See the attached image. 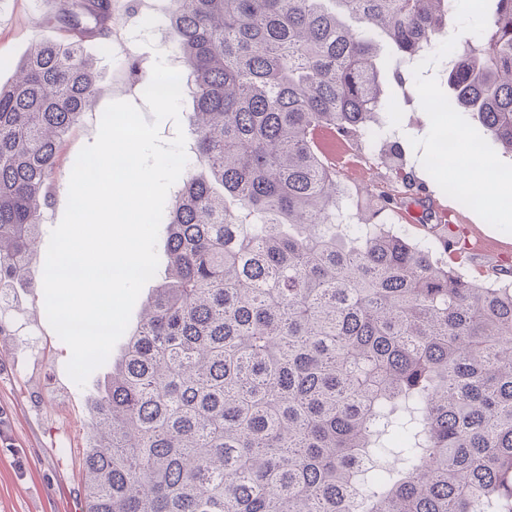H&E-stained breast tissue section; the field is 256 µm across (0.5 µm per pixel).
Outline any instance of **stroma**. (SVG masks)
<instances>
[{
	"label": "stroma",
	"instance_id": "1",
	"mask_svg": "<svg viewBox=\"0 0 512 512\" xmlns=\"http://www.w3.org/2000/svg\"><path fill=\"white\" fill-rule=\"evenodd\" d=\"M135 16L114 17L109 39L113 51L100 53L96 39L83 48L97 71L98 95L94 111L85 113L64 135L57 156L55 182L43 210L40 240L28 263V277L18 288L0 293V317L23 324V336L0 338V512H84L83 450L92 437L94 413L90 398L102 371H94L86 385L74 387L66 373L68 346L50 327L43 310V270L50 233L67 205L69 177L80 149L94 142L105 107L127 101L149 114L140 81L126 62L137 58L144 74H151L156 56L174 68L182 63L175 49L176 34L166 20L167 0H135ZM492 0H456L448 26L424 57L407 67L404 84L392 71L398 63L391 47H384L382 68L386 108L376 115L375 143L363 148L366 166H344L339 180L346 191L349 212L368 206L374 195L399 192L398 184L377 158L380 140L399 142L406 170L422 187L425 207L446 216L466 243V261L460 270L478 281L494 280L497 272L512 268V184L502 185L501 204L489 205L479 178L462 179L461 166L472 144H480L489 166L512 170V157L502 154L485 127L462 112H435L422 99L423 91L445 97L448 54L462 38L480 34ZM61 0H0V83H8L31 45L60 40L57 21ZM461 129L458 153L445 164H435L441 136ZM422 207V208H425ZM422 208L409 206L387 211L380 219L401 226L415 241L430 245L434 258L444 259L437 245V229L417 223Z\"/></svg>",
	"mask_w": 512,
	"mask_h": 512
}]
</instances>
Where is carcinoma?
I'll return each mask as SVG.
<instances>
[{"label":"carcinoma","instance_id":"1","mask_svg":"<svg viewBox=\"0 0 512 512\" xmlns=\"http://www.w3.org/2000/svg\"><path fill=\"white\" fill-rule=\"evenodd\" d=\"M449 0H168L192 85L195 162L163 214L167 276L92 402L85 512H512V281L456 268L379 223L342 224L329 157L383 106L380 29L418 59ZM71 39L0 85V288L34 251L62 135L93 109L91 34L110 0H67ZM462 110L512 154V0L448 61ZM220 184L224 194L214 192ZM237 208H226L225 196ZM401 443L385 464L386 436Z\"/></svg>","mask_w":512,"mask_h":512}]
</instances>
